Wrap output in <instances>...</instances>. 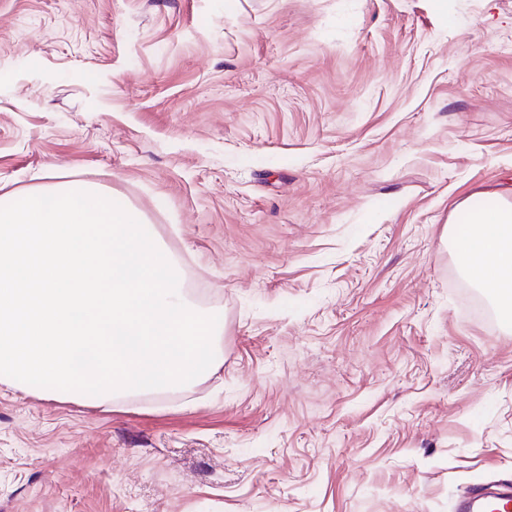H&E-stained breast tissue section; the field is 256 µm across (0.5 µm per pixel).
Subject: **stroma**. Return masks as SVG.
<instances>
[{
  "label": "stroma",
  "instance_id": "stroma-1",
  "mask_svg": "<svg viewBox=\"0 0 512 512\" xmlns=\"http://www.w3.org/2000/svg\"><path fill=\"white\" fill-rule=\"evenodd\" d=\"M138 210L218 364L0 382V512H456L512 482V330L444 226L512 200V0H0V195Z\"/></svg>",
  "mask_w": 512,
  "mask_h": 512
}]
</instances>
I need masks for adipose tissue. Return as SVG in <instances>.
<instances>
[{"label":"adipose tissue","mask_w":512,"mask_h":512,"mask_svg":"<svg viewBox=\"0 0 512 512\" xmlns=\"http://www.w3.org/2000/svg\"><path fill=\"white\" fill-rule=\"evenodd\" d=\"M448 235L461 273L512 324V201L496 190L473 194L456 208Z\"/></svg>","instance_id":"adipose-tissue-1"}]
</instances>
